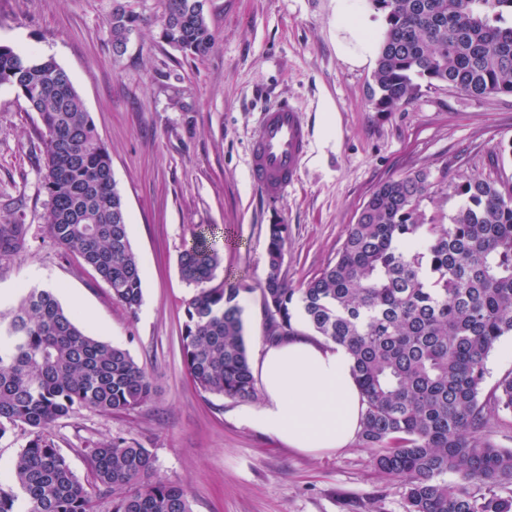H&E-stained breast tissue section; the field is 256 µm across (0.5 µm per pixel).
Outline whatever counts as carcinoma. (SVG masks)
<instances>
[{"label": "carcinoma", "instance_id": "1", "mask_svg": "<svg viewBox=\"0 0 512 512\" xmlns=\"http://www.w3.org/2000/svg\"><path fill=\"white\" fill-rule=\"evenodd\" d=\"M385 30L373 81L376 108L409 103L419 81L466 95L512 96V0H369ZM141 22L117 5L112 47ZM159 39L204 56L215 37L200 0H165ZM38 114L44 143L41 185L46 235L78 256L130 312L142 304V269L112 160L69 74L54 58L0 45V85ZM431 173L380 183L348 226L336 262L291 288L283 275L285 224L269 227L260 283L265 337L299 333L347 347L365 410L359 439L374 465L399 479L406 512H512V449L481 437L487 415L512 413V372L480 399L486 363L512 335V184L475 176L454 189L453 213L427 218ZM24 224L0 225V256L26 245ZM221 250L209 227L193 230L178 257L187 302L181 345L193 384L235 401L256 397L239 296L252 288L212 285ZM153 383L125 348L84 330L47 288H22L0 314V438L19 425L28 440L0 486V512H192L185 488L154 475L153 453L116 435L80 449L81 482L50 435L83 410L131 412ZM452 473L455 481L443 476Z\"/></svg>", "mask_w": 512, "mask_h": 512}]
</instances>
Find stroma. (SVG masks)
Returning <instances> with one entry per match:
<instances>
[{
	"label": "stroma",
	"mask_w": 512,
	"mask_h": 512,
	"mask_svg": "<svg viewBox=\"0 0 512 512\" xmlns=\"http://www.w3.org/2000/svg\"><path fill=\"white\" fill-rule=\"evenodd\" d=\"M142 17L124 53L112 48L113 0H0V44L53 57L71 77L111 158L143 302L129 312L108 285L45 234L39 186L43 130L36 113L0 86V224L29 228L25 249L0 259L6 312L21 286L54 285L101 340L126 348L151 376L134 411H82L51 429L75 475L89 480L86 445L115 435L151 448L154 472L184 485L193 512H406L403 486L379 472L373 449L305 453L245 424L242 402L200 392L181 348L191 288L177 260L195 226L224 245L220 283L242 294L249 357L264 344L258 285L270 225L288 227L283 273L299 288L333 263L346 227L381 182L427 170V215L450 214L454 186L473 175L512 178V97L473 98L420 85L409 104L380 112L372 65L341 58L336 0H207L215 42L202 57L162 43L161 0H128ZM289 99L308 116L312 145L301 180L275 203L252 187L247 163L262 111Z\"/></svg>",
	"instance_id": "35a3bbf8"
}]
</instances>
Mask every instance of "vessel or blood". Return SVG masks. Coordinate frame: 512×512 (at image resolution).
<instances>
[{"instance_id": "b4317fda", "label": "vessel or blood", "mask_w": 512, "mask_h": 512, "mask_svg": "<svg viewBox=\"0 0 512 512\" xmlns=\"http://www.w3.org/2000/svg\"><path fill=\"white\" fill-rule=\"evenodd\" d=\"M311 145L305 112L282 100L261 115L249 148L248 174L267 199L284 198L301 176Z\"/></svg>"}]
</instances>
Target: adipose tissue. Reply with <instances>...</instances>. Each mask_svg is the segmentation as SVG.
<instances>
[{"instance_id":"obj_1","label":"adipose tissue","mask_w":512,"mask_h":512,"mask_svg":"<svg viewBox=\"0 0 512 512\" xmlns=\"http://www.w3.org/2000/svg\"><path fill=\"white\" fill-rule=\"evenodd\" d=\"M340 53L356 66L370 63L379 43L367 19L340 11ZM258 368L263 397L243 421L289 447L316 453L346 448L361 429L362 397L353 360L337 343L311 336L265 345Z\"/></svg>"}]
</instances>
